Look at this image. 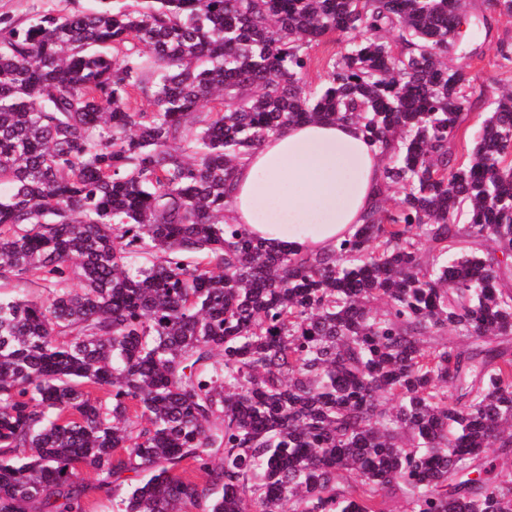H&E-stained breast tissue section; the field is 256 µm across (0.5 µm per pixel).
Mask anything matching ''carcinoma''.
Wrapping results in <instances>:
<instances>
[{
	"mask_svg": "<svg viewBox=\"0 0 512 512\" xmlns=\"http://www.w3.org/2000/svg\"><path fill=\"white\" fill-rule=\"evenodd\" d=\"M462 19L490 35L466 0L0 18V512H87L80 466L112 512H512V91L448 64ZM315 120L388 157L365 223L320 255L224 223L236 164Z\"/></svg>",
	"mask_w": 512,
	"mask_h": 512,
	"instance_id": "carcinoma-1",
	"label": "carcinoma"
}]
</instances>
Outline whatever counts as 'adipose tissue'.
I'll use <instances>...</instances> for the list:
<instances>
[{
    "instance_id": "adipose-tissue-1",
    "label": "adipose tissue",
    "mask_w": 512,
    "mask_h": 512,
    "mask_svg": "<svg viewBox=\"0 0 512 512\" xmlns=\"http://www.w3.org/2000/svg\"><path fill=\"white\" fill-rule=\"evenodd\" d=\"M384 166L354 123L291 124L236 166L224 219L271 249L325 253L372 211Z\"/></svg>"
}]
</instances>
